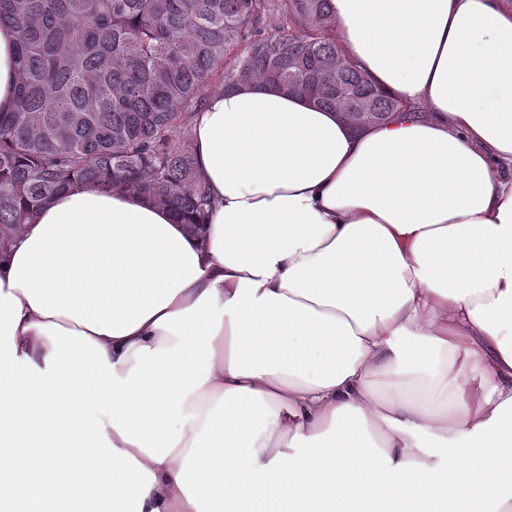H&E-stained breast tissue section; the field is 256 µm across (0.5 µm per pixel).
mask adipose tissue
I'll use <instances>...</instances> for the list:
<instances>
[{"instance_id": "1", "label": "adipose tissue", "mask_w": 512, "mask_h": 512, "mask_svg": "<svg viewBox=\"0 0 512 512\" xmlns=\"http://www.w3.org/2000/svg\"><path fill=\"white\" fill-rule=\"evenodd\" d=\"M332 14L420 113L212 92L206 223L75 185L0 254V504L90 472L95 512H512V0Z\"/></svg>"}]
</instances>
